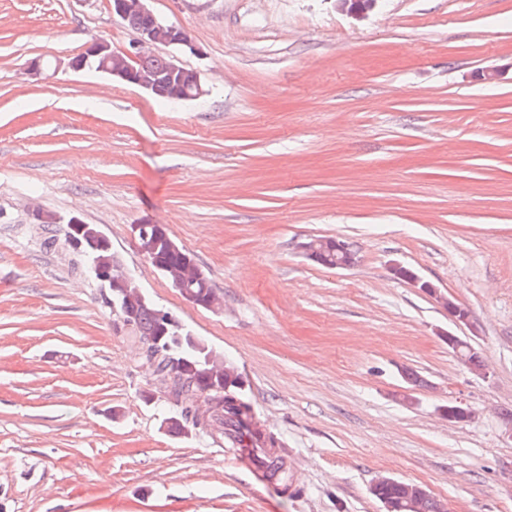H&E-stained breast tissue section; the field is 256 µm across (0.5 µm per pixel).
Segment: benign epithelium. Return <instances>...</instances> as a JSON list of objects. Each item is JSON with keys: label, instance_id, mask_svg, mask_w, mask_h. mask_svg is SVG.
<instances>
[{"label": "benign epithelium", "instance_id": "1", "mask_svg": "<svg viewBox=\"0 0 512 512\" xmlns=\"http://www.w3.org/2000/svg\"><path fill=\"white\" fill-rule=\"evenodd\" d=\"M148 2L150 0H110L112 13L124 20L152 19L151 23L137 30V41L132 49L117 53L112 51L106 41L95 38L81 55L68 61V68L74 71L83 70L87 67L89 59L93 58L98 62L96 71L143 89L154 97L174 100L202 97L205 95V90L200 77L194 78L192 88L185 87L181 81L184 68L174 60H168L165 68L161 70H153L146 66L147 58L154 54L153 47L158 44L186 46L192 50L195 49L186 31L155 19ZM337 2L341 9L355 16L365 15L375 4V0H337ZM158 231L159 227L155 224L131 225V232L139 251L156 269L159 268V265L154 259L153 251ZM164 272H166V279L171 286L180 293L185 301L190 304L194 303L185 288L197 281L199 277V268L195 260L186 255L178 265L166 268ZM391 272L396 278L410 282L436 299L448 312L449 320L457 328L472 327L468 309L445 296L439 288L423 280L414 270L401 264H394L391 266ZM92 274L102 283H112V289L125 296L129 301L142 297V294L135 290L136 280L125 271L122 260L116 256L112 257V263L106 267L94 264ZM401 485L403 493L400 500L383 503L384 512H422L423 504L429 497L427 489L413 482L403 481Z\"/></svg>", "mask_w": 512, "mask_h": 512}]
</instances>
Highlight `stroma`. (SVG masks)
Wrapping results in <instances>:
<instances>
[{
	"label": "stroma",
	"mask_w": 512,
	"mask_h": 512,
	"mask_svg": "<svg viewBox=\"0 0 512 512\" xmlns=\"http://www.w3.org/2000/svg\"><path fill=\"white\" fill-rule=\"evenodd\" d=\"M150 7L189 33L157 52L205 96L69 69L92 39L135 40L108 0H0V512H383L382 473L448 512H512V0H378L363 19L336 0ZM36 60L53 67L30 76ZM73 217L234 362L288 486L227 441L166 432V392L66 243ZM135 224L166 227L220 307L187 303ZM314 238L357 264L308 260ZM396 263L469 309L487 375Z\"/></svg>",
	"instance_id": "stroma-1"
}]
</instances>
